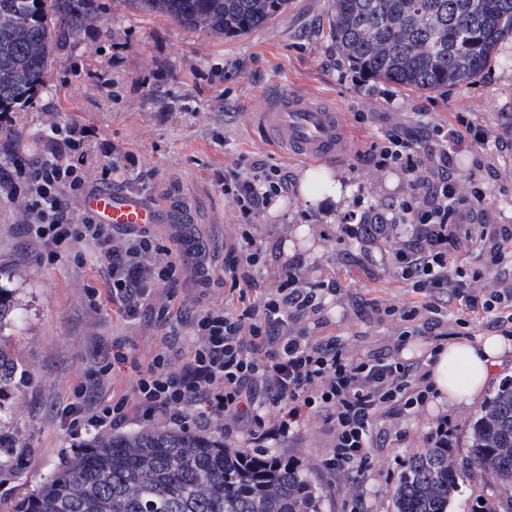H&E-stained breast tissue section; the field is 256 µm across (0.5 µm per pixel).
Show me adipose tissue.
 Wrapping results in <instances>:
<instances>
[{
    "mask_svg": "<svg viewBox=\"0 0 512 512\" xmlns=\"http://www.w3.org/2000/svg\"><path fill=\"white\" fill-rule=\"evenodd\" d=\"M512 337L491 333L476 340L455 338L439 350L431 368L435 404L480 403L491 377L499 371Z\"/></svg>",
    "mask_w": 512,
    "mask_h": 512,
    "instance_id": "adipose-tissue-1",
    "label": "adipose tissue"
}]
</instances>
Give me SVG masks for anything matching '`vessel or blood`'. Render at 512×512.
<instances>
[{"instance_id": "b4317fda", "label": "vessel or blood", "mask_w": 512, "mask_h": 512, "mask_svg": "<svg viewBox=\"0 0 512 512\" xmlns=\"http://www.w3.org/2000/svg\"><path fill=\"white\" fill-rule=\"evenodd\" d=\"M258 127L303 162L335 161L345 154L341 114L334 106L282 91L271 93L256 118ZM84 209L102 224H159L164 214L136 193L99 190L85 198Z\"/></svg>"}]
</instances>
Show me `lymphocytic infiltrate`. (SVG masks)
<instances>
[{
	"instance_id": "1",
	"label": "lymphocytic infiltrate",
	"mask_w": 512,
	"mask_h": 512,
	"mask_svg": "<svg viewBox=\"0 0 512 512\" xmlns=\"http://www.w3.org/2000/svg\"><path fill=\"white\" fill-rule=\"evenodd\" d=\"M469 140L511 143L512 126L491 134L467 120L458 126L426 119L412 129L392 128L358 153L359 165L399 172L406 189L396 202H361L337 215L336 230L340 238L377 245L385 268L412 295L385 305L365 300L387 325L391 343L359 358L344 337L319 332L327 300L344 294L337 274L295 258L281 266L276 287L265 285L267 249L252 228L288 190L290 175L282 166L248 159L225 178L224 194L243 229L219 268L194 235L181 234L173 248L151 226L117 228L72 211L65 196L85 190V155L65 163L43 154L16 164L8 190L20 193L27 230L44 246L46 262L93 247L106 265L108 298L118 313L135 321L147 311L171 326L128 391L104 403L100 380L74 387L61 425L75 435L108 433L132 416L184 430L217 425L225 445L261 454L312 422L331 435L322 466L351 481L364 478L377 465L375 449L384 445L381 424L398 426L430 400L422 362L402 355L408 339L424 336L440 349L448 342V315L462 328L480 319L491 328L512 321V273L505 271L512 230H491L478 219L489 194L479 174L493 166L481 159L474 173L461 175L456 157ZM190 256L199 283L223 276L231 298L186 318L175 300ZM181 322L190 345L178 364L170 351L183 335Z\"/></svg>"
}]
</instances>
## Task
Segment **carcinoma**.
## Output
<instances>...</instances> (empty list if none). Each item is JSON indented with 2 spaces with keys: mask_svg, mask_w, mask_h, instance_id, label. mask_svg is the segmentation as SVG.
Listing matches in <instances>:
<instances>
[{
  "mask_svg": "<svg viewBox=\"0 0 512 512\" xmlns=\"http://www.w3.org/2000/svg\"><path fill=\"white\" fill-rule=\"evenodd\" d=\"M143 16L165 15L191 31L245 35L288 0H125ZM95 0H0V113L51 89L56 50L91 20ZM336 50L359 71L409 90L475 81L496 46L512 39V0H331ZM0 288V328L13 319ZM14 360L0 350V385ZM270 465L224 447L221 430L166 427L106 433L45 476L17 512H321L320 496L293 462ZM488 488L478 512H512V378L469 423L464 452L432 444L410 456L395 512H451L463 477Z\"/></svg>",
  "mask_w": 512,
  "mask_h": 512,
  "instance_id": "cac0c4a2",
  "label": "carcinoma"
}]
</instances>
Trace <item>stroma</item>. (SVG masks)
Returning <instances> with one entry per match:
<instances>
[{"label":"stroma","instance_id":"1","mask_svg":"<svg viewBox=\"0 0 512 512\" xmlns=\"http://www.w3.org/2000/svg\"><path fill=\"white\" fill-rule=\"evenodd\" d=\"M108 26L92 22L57 52L52 92L12 114L23 141L21 151L0 138V172L35 153L74 159L68 143L53 138L50 124L90 127L97 136L88 148L90 165L116 162L109 189L138 192L163 210L187 213L192 234L208 258L220 262L237 232L232 204L224 194V173L241 157L283 165L300 178L309 165L289 159L280 145L261 137L250 121L266 92L278 86L334 104L343 113L347 156L322 163L348 198L364 194L372 203L399 197L403 180L394 171L355 169L357 151L379 142L393 126H417L422 113L448 123L455 117L479 125H512V40L499 45L493 59L470 85L432 92L402 89L381 79L353 81L354 71L329 36L331 0H288L263 27L243 36L218 37L189 31L167 17L130 13L124 0H98ZM495 177L483 220L512 225V148L495 151ZM280 213L264 211L257 234L270 254L272 269L299 255L307 263L337 272L343 298L324 310L322 334L346 337L351 351L365 354L389 342L385 326L374 323L359 299L396 303L410 300L406 284L367 259L359 244L336 238V227L316 221L317 204L297 189L283 198ZM21 201L0 196V286L12 289L17 304L14 326L0 333V349L20 369L0 390V512H15L43 477L72 456V439L59 421L72 387L88 380L96 362L111 357L112 341L124 339L123 357L113 360L104 394L125 390L137 365L146 364L154 343L166 333L150 314L123 319L110 302L92 307L87 293L103 288L105 267L92 249L79 260L41 262L43 245L24 223ZM473 405H429L404 422L408 443L376 449L381 467L369 476L360 497L319 464L329 441L325 429H303L272 452L299 462L316 487L321 512H395L394 490L410 455L437 416L452 418L450 441L465 448L464 428Z\"/></svg>","mask_w":512,"mask_h":512}]
</instances>
